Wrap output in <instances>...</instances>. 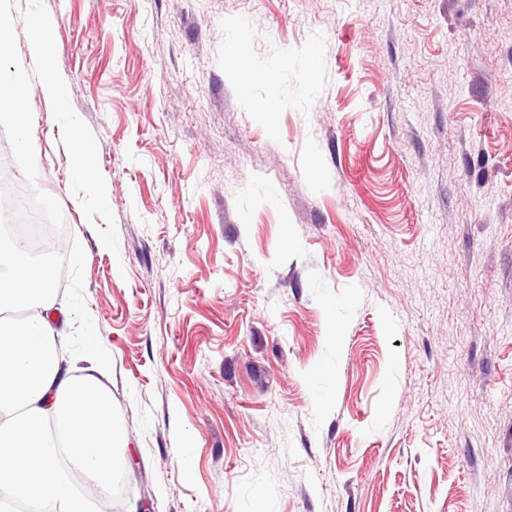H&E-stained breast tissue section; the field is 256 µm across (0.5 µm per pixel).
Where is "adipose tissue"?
Listing matches in <instances>:
<instances>
[{"mask_svg":"<svg viewBox=\"0 0 512 512\" xmlns=\"http://www.w3.org/2000/svg\"><path fill=\"white\" fill-rule=\"evenodd\" d=\"M56 302L41 266L19 242L0 239V489L32 504L51 502L58 512H86L60 454L103 490L127 459L97 330L85 325L89 365L73 375L47 316Z\"/></svg>","mask_w":512,"mask_h":512,"instance_id":"1","label":"adipose tissue"}]
</instances>
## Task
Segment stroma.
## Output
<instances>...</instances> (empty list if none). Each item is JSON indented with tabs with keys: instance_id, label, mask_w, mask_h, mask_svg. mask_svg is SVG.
Instances as JSON below:
<instances>
[{
	"instance_id": "35a3bbf8",
	"label": "stroma",
	"mask_w": 512,
	"mask_h": 512,
	"mask_svg": "<svg viewBox=\"0 0 512 512\" xmlns=\"http://www.w3.org/2000/svg\"><path fill=\"white\" fill-rule=\"evenodd\" d=\"M44 5L117 251L39 83L0 180L85 251L93 512H512V0Z\"/></svg>"
}]
</instances>
